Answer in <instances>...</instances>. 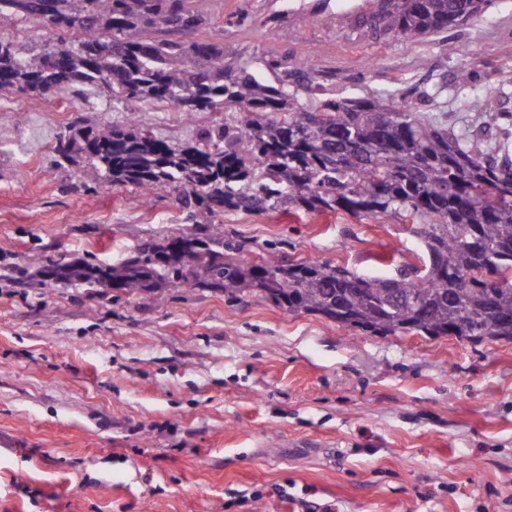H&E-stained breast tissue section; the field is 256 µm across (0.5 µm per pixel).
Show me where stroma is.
<instances>
[{
  "instance_id": "35a3bbf8",
  "label": "stroma",
  "mask_w": 512,
  "mask_h": 512,
  "mask_svg": "<svg viewBox=\"0 0 512 512\" xmlns=\"http://www.w3.org/2000/svg\"><path fill=\"white\" fill-rule=\"evenodd\" d=\"M226 19L224 51L302 59L337 97L438 87L418 112L457 136L504 138L470 100L512 112V0L425 41H359L368 0H199ZM470 49L453 53L455 45ZM468 67V88L456 74ZM221 112H142L170 143ZM100 88L51 98L0 90V512H512V342L364 334L210 288L128 295L34 279L32 257L117 264L190 236L173 198L94 191L56 167L68 125H119ZM253 253L368 275L417 264L396 218L230 212Z\"/></svg>"
}]
</instances>
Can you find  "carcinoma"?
<instances>
[{"mask_svg":"<svg viewBox=\"0 0 512 512\" xmlns=\"http://www.w3.org/2000/svg\"><path fill=\"white\" fill-rule=\"evenodd\" d=\"M194 0H0V21L32 20L74 39L24 53L0 35V90L53 97L102 87L121 104L174 112H230L190 144L168 143L137 113L121 127L72 126L58 136L57 166L82 165L87 181L167 190L205 237L169 238L123 264L57 262L53 285L129 295L204 286L241 301L255 292L290 313L320 314L372 335L415 332L512 341V156L481 148L423 118L408 98L437 88L336 98L301 62L224 59V43L174 38L224 30ZM492 0H377L362 17L365 43L416 42L478 19ZM275 75L269 85L261 72ZM475 120L496 111L478 96ZM395 217L411 225L430 262L395 276L360 275L331 263L284 264L271 248L255 262L224 235V213L280 209ZM497 276L486 279V272Z\"/></svg>","mask_w":512,"mask_h":512,"instance_id":"obj_1","label":"carcinoma"}]
</instances>
